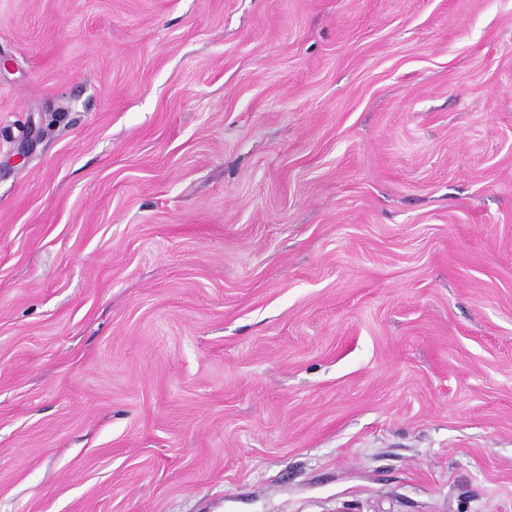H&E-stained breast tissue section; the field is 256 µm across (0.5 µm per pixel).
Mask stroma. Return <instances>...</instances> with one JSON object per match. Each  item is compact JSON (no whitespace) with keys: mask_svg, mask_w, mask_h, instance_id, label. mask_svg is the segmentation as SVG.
Masks as SVG:
<instances>
[{"mask_svg":"<svg viewBox=\"0 0 512 512\" xmlns=\"http://www.w3.org/2000/svg\"><path fill=\"white\" fill-rule=\"evenodd\" d=\"M0 512H512V0H0Z\"/></svg>","mask_w":512,"mask_h":512,"instance_id":"obj_1","label":"stroma"}]
</instances>
